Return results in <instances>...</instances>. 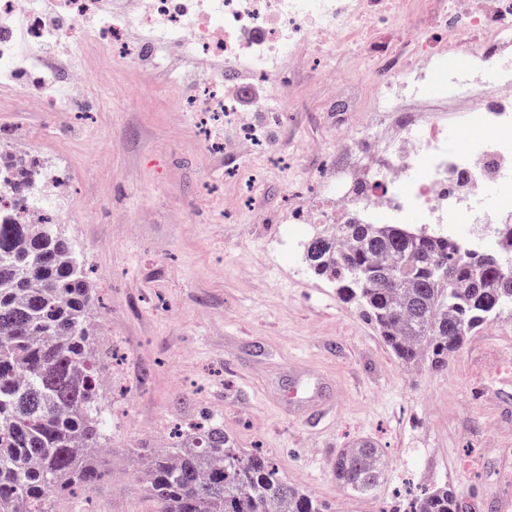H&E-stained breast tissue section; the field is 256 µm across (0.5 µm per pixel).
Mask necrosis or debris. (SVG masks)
<instances>
[{
  "label": "necrosis or debris",
  "mask_w": 512,
  "mask_h": 512,
  "mask_svg": "<svg viewBox=\"0 0 512 512\" xmlns=\"http://www.w3.org/2000/svg\"><path fill=\"white\" fill-rule=\"evenodd\" d=\"M58 24L45 22L43 0H0V91L47 101L57 112L82 109L84 80L41 48L80 42L118 69L148 78L161 52L176 48L197 77L193 111L236 118L245 78L271 85L288 111L283 74L288 60L330 58L340 50L370 62L368 112L397 115L393 146L363 150L368 161L322 186L302 210L303 224L409 223L425 214L448 236L480 224L473 250L501 246L512 232V0H53ZM405 27L380 36L385 19ZM458 55L447 66L448 54ZM438 86L440 98L429 97ZM480 123L485 132L451 149V127ZM62 178L39 181L15 202L24 224H44L53 200L68 196Z\"/></svg>",
  "instance_id": "1"
}]
</instances>
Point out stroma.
I'll return each instance as SVG.
<instances>
[{
    "instance_id": "stroma-1",
    "label": "stroma",
    "mask_w": 512,
    "mask_h": 512,
    "mask_svg": "<svg viewBox=\"0 0 512 512\" xmlns=\"http://www.w3.org/2000/svg\"><path fill=\"white\" fill-rule=\"evenodd\" d=\"M64 56L88 71L85 109L62 116L22 96L0 98V149L24 143L73 185L60 232L83 251L100 295L94 349L111 415L102 455L112 473L54 512H152L135 457L165 448L174 424L212 414L244 452L273 457L281 476L323 512H404L409 494L446 486L472 512H501L489 492L512 474V314L479 330L446 370L411 368L374 325L278 243L301 201L342 153L337 130L372 137L375 112H343L326 89L296 85L300 111L244 109L261 131L204 126L157 71L147 103L132 72L96 64L91 49ZM284 216L269 224L265 214ZM304 364L337 395L319 423L288 417L281 396ZM371 438L391 466L369 493L342 488L339 452Z\"/></svg>"
}]
</instances>
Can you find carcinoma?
<instances>
[{"label":"carcinoma","mask_w":512,"mask_h":512,"mask_svg":"<svg viewBox=\"0 0 512 512\" xmlns=\"http://www.w3.org/2000/svg\"><path fill=\"white\" fill-rule=\"evenodd\" d=\"M33 176L18 159L0 181L26 198ZM504 257L408 224H327L303 244L308 270L365 312L403 364L435 371L512 312ZM94 306L82 251L56 224H21L1 207L0 512H54L55 495L86 493L108 473ZM383 469L382 450L366 443L333 463L336 481L357 493L370 492ZM139 472L155 512H322L271 457L242 452L209 416L141 456ZM456 508L457 496L440 487L406 512Z\"/></svg>","instance_id":"cac0c4a2"}]
</instances>
